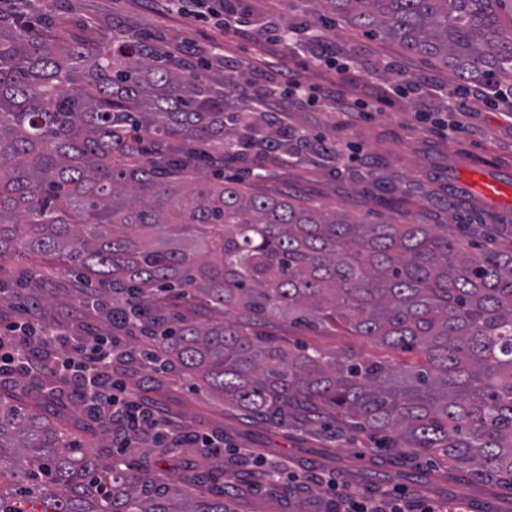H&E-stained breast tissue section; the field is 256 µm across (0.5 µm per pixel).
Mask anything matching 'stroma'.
Segmentation results:
<instances>
[{"label":"stroma","mask_w":512,"mask_h":512,"mask_svg":"<svg viewBox=\"0 0 512 512\" xmlns=\"http://www.w3.org/2000/svg\"><path fill=\"white\" fill-rule=\"evenodd\" d=\"M253 28L218 34L196 15L167 14L161 0H71L67 19L97 27L121 19L133 30L162 37L169 51L196 45L211 48L221 38L220 62L234 77L233 94L242 100L268 101L280 92L279 71L291 68L311 92L331 85L354 90L378 104L359 120L340 109L311 107L307 99L293 100L287 111L272 113L308 140L298 154L273 162L254 155L250 160H228L225 175L242 177L255 190L290 192L322 207L367 218L373 224H444L448 221V191L457 186L460 166L480 153L500 170L512 172V112H495L473 99L464 112L446 109V97L456 81L448 69L407 55L396 45L366 36L344 24L321 29L319 39H302L284 47L267 38V30L307 24L304 0H247ZM415 75L422 89L394 95L400 72ZM458 126L446 140L434 128L437 120ZM350 148L340 160L318 154L321 141ZM460 223L478 226L477 247L512 251V211L466 194L458 208ZM281 340L306 341L326 352L351 350L391 362L406 360V353L390 351L344 331L312 332L277 324ZM162 406L182 411L193 433L235 426L234 417L216 405H203L199 392L188 382L172 384L159 398ZM257 448H273L280 457L299 455L320 459L323 439L315 434L285 433L263 424L251 425Z\"/></svg>","instance_id":"1"}]
</instances>
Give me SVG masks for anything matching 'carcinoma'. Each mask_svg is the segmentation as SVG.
<instances>
[{
	"label": "carcinoma",
	"instance_id": "1",
	"mask_svg": "<svg viewBox=\"0 0 512 512\" xmlns=\"http://www.w3.org/2000/svg\"><path fill=\"white\" fill-rule=\"evenodd\" d=\"M313 22H342L450 70L458 82L512 86V0H307ZM67 0H0V269L30 267L45 302L65 299L119 336H146L157 366L133 377L142 407L173 378L241 418L293 432L381 436L405 453L376 454L379 475L449 494L475 482L474 512L512 504V252L471 253L448 226L370 224L290 193L251 191L213 160L290 149L301 136L229 95L233 76L199 71L112 20L92 37L62 26ZM72 275L60 296L43 272ZM282 322L341 328L421 361L290 346ZM32 374L0 384V512H235L210 472L171 470L190 449L224 459L173 427L130 435L78 399L92 441L40 410L66 383ZM125 439L148 450L119 457ZM446 464L440 474L417 460ZM249 490L283 492L253 472ZM298 512H337L288 488ZM41 509H25L26 504Z\"/></svg>",
	"mask_w": 512,
	"mask_h": 512
}]
</instances>
